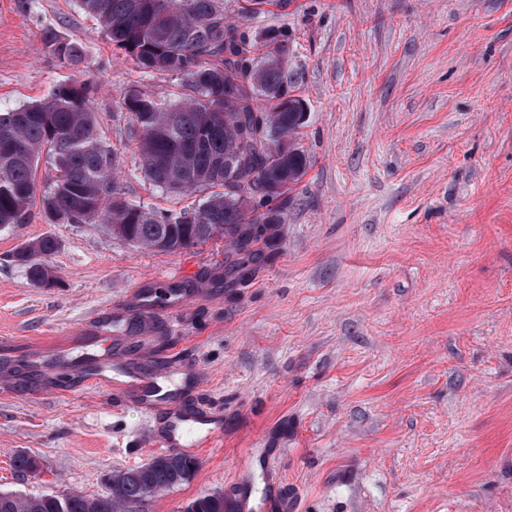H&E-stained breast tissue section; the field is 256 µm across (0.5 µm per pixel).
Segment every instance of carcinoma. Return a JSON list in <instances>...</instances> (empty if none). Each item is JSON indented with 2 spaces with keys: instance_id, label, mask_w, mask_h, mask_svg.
<instances>
[{
  "instance_id": "carcinoma-1",
  "label": "carcinoma",
  "mask_w": 512,
  "mask_h": 512,
  "mask_svg": "<svg viewBox=\"0 0 512 512\" xmlns=\"http://www.w3.org/2000/svg\"><path fill=\"white\" fill-rule=\"evenodd\" d=\"M80 3L137 68L180 79L171 104L132 90L119 106L131 114L127 139L138 150L143 178L173 194L203 197L165 213L129 200L118 181L117 148L100 133L89 86L64 84L44 101L0 112V230L27 222L45 154L55 175L40 204L55 222L99 221L132 247L159 253L223 236L234 252L225 257L224 287H235L265 257L292 203L290 191L309 166L295 141L305 106L288 78V38L272 29L253 35L228 21L226 0ZM46 39L59 59L82 63L77 43L53 32ZM58 248L57 239L45 236L13 259L46 287L54 276L44 257ZM196 468L182 453L156 456L115 473L103 496L0 492V512H126L187 482ZM186 512H236V504L217 492L190 502Z\"/></svg>"
}]
</instances>
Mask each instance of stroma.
Here are the masks:
<instances>
[{
    "label": "stroma",
    "mask_w": 512,
    "mask_h": 512,
    "mask_svg": "<svg viewBox=\"0 0 512 512\" xmlns=\"http://www.w3.org/2000/svg\"><path fill=\"white\" fill-rule=\"evenodd\" d=\"M231 21L288 37L310 158L255 276L215 282L230 247L138 251L98 223L41 207L0 230V491L109 489L158 456L146 420L96 378L95 359L166 366L177 403L224 418L191 480L141 512L271 480L291 512H512V0H291ZM77 42L74 68L44 35ZM88 82L120 185L160 210L190 205L145 181L131 89L167 103L180 81L144 73L80 0H0V112ZM52 236L56 284L11 259ZM179 298L137 319L131 295ZM40 470L16 473L17 452Z\"/></svg>",
    "instance_id": "stroma-1"
}]
</instances>
